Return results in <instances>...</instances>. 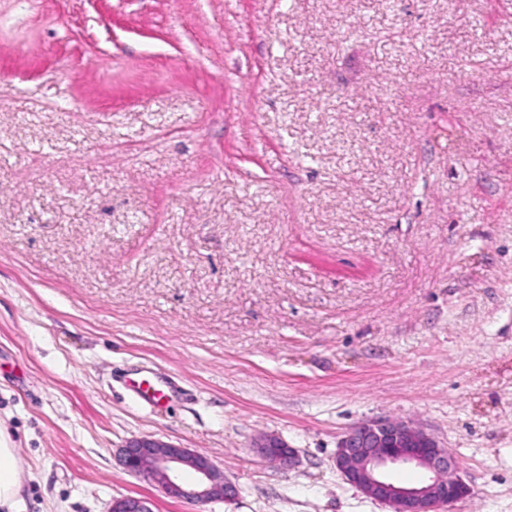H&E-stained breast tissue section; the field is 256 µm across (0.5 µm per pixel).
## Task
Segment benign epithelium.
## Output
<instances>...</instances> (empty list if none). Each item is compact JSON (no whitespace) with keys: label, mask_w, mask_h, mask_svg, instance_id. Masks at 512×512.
<instances>
[{"label":"benign epithelium","mask_w":512,"mask_h":512,"mask_svg":"<svg viewBox=\"0 0 512 512\" xmlns=\"http://www.w3.org/2000/svg\"><path fill=\"white\" fill-rule=\"evenodd\" d=\"M256 448L262 456L281 463H290L295 457L294 449L272 435L264 437ZM121 462L128 471L160 484L175 499L205 504L236 495L224 471L207 457L151 436L129 441L121 450ZM333 464L345 482L390 507L391 512H439L471 493L452 451L403 422L377 419L354 426L339 440ZM390 465L417 466L428 473V478L417 486L397 485L384 473ZM185 468L197 474L195 483L177 479L176 472ZM110 510L152 512L146 499L133 496L114 501Z\"/></svg>","instance_id":"obj_1"}]
</instances>
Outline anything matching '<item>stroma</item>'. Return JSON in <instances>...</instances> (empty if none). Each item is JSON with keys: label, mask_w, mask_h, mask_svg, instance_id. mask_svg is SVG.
Listing matches in <instances>:
<instances>
[{"label": "stroma", "mask_w": 512, "mask_h": 512, "mask_svg": "<svg viewBox=\"0 0 512 512\" xmlns=\"http://www.w3.org/2000/svg\"><path fill=\"white\" fill-rule=\"evenodd\" d=\"M377 418L454 453L446 512H512V0H0L24 512H390L332 461ZM141 435L237 497L127 471ZM135 397L148 406H161L170 401L176 388L169 381L155 375H143L129 381ZM255 447L263 457L281 463H290L295 457L294 448H290L282 439L272 435L264 437ZM121 462L129 472L143 474L160 484L175 499L205 504L236 495L235 486L207 457L151 436L129 441L121 450ZM185 468L197 474L195 483L184 484L177 479L176 472Z\"/></svg>", "instance_id": "35a3bbf8"}]
</instances>
